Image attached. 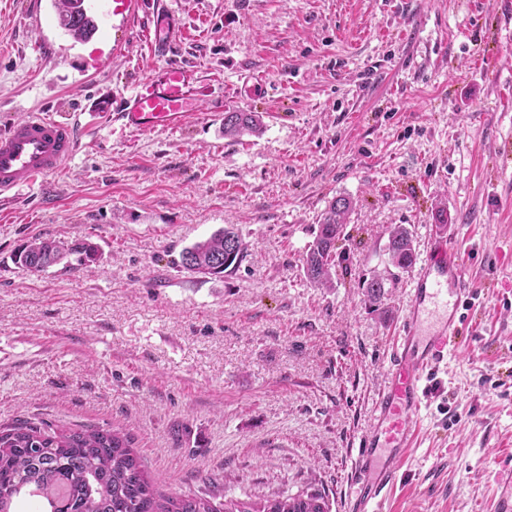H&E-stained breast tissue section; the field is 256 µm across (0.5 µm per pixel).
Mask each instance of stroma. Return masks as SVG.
<instances>
[{"mask_svg": "<svg viewBox=\"0 0 512 512\" xmlns=\"http://www.w3.org/2000/svg\"><path fill=\"white\" fill-rule=\"evenodd\" d=\"M110 2L91 0L82 42L52 0H0V127L63 112L84 132L46 187L0 202V427L126 432L167 496L319 491L346 512L411 272L374 307L359 283L402 224L416 258L436 236L467 253L476 335L439 367L390 512H494L495 461L512 457V0H166L177 59L225 112L261 115L238 138L223 114L138 133L92 117L158 63L151 0L129 26ZM341 194L356 209L317 288L302 257ZM224 228L248 245L233 273L181 268ZM34 237L101 257L27 272L14 255Z\"/></svg>", "mask_w": 512, "mask_h": 512, "instance_id": "35a3bbf8", "label": "stroma"}]
</instances>
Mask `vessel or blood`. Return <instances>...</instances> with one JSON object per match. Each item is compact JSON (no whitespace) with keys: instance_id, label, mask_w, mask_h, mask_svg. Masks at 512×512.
<instances>
[{"instance_id":"obj_1","label":"vessel or blood","mask_w":512,"mask_h":512,"mask_svg":"<svg viewBox=\"0 0 512 512\" xmlns=\"http://www.w3.org/2000/svg\"><path fill=\"white\" fill-rule=\"evenodd\" d=\"M150 25L151 51L163 65L152 68L119 102L100 100L94 113L118 115L123 127L135 132L171 131L195 116L206 98L196 70L173 58L183 36L175 16L156 8ZM209 103L212 111L224 109L223 99ZM80 145L74 125L64 117L33 112L12 122L0 130V195L55 176ZM411 281L402 328L374 401V426L354 460L347 512H384L388 491L403 481L401 464L417 436L430 393L428 378L451 351L465 325L463 310L474 298L464 256L443 238L429 242ZM498 480V510L512 512V460L502 464Z\"/></svg>"}]
</instances>
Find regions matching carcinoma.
<instances>
[{"label":"carcinoma","instance_id":"obj_1","mask_svg":"<svg viewBox=\"0 0 512 512\" xmlns=\"http://www.w3.org/2000/svg\"><path fill=\"white\" fill-rule=\"evenodd\" d=\"M58 24L73 38L86 41L98 29L87 14L85 0H54ZM256 112L224 113V135L237 137L262 132ZM355 209L345 195L333 198L318 224V231L303 258L306 279L318 288L334 287L337 244ZM391 266L406 269L415 261L411 232L399 224L387 232ZM95 263L98 249L90 243L67 245L61 240L34 238L15 256L16 264L43 272L68 254ZM247 253V243L231 228L185 248L181 267L189 273L223 277L233 272ZM387 276L365 279L364 296L373 304L384 295ZM43 495L49 512H329V502L319 493L279 495L272 499H226L219 505L203 497L162 496L152 485L130 437L118 431L85 428L54 430L23 421L0 428V512H14V499L22 489Z\"/></svg>","mask_w":512,"mask_h":512}]
</instances>
